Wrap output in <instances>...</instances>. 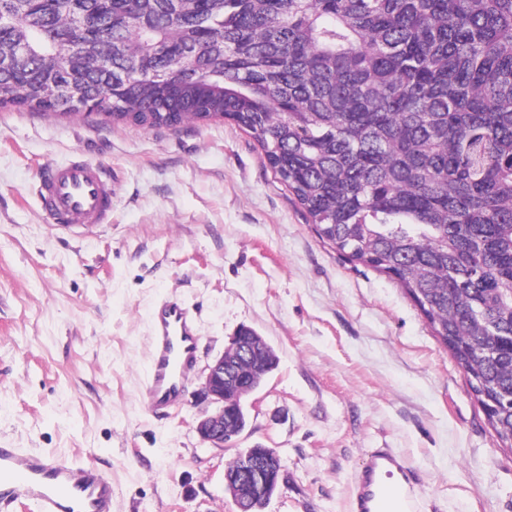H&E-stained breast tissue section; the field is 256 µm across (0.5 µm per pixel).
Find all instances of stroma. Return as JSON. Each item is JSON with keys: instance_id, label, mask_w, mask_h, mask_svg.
Instances as JSON below:
<instances>
[{"instance_id": "1", "label": "stroma", "mask_w": 512, "mask_h": 512, "mask_svg": "<svg viewBox=\"0 0 512 512\" xmlns=\"http://www.w3.org/2000/svg\"><path fill=\"white\" fill-rule=\"evenodd\" d=\"M74 156L111 172V223L40 210V172ZM163 295L197 312L200 342L181 406L158 417L138 385ZM242 326L278 364L235 447L215 448L195 431L212 410L196 392ZM0 444L105 471L114 512H234L224 468L257 445L284 466L263 512H350L372 448L403 457L425 512H512V452L419 308L320 241L227 120L0 109Z\"/></svg>"}]
</instances>
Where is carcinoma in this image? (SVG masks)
Listing matches in <instances>:
<instances>
[{"label":"carcinoma","mask_w":512,"mask_h":512,"mask_svg":"<svg viewBox=\"0 0 512 512\" xmlns=\"http://www.w3.org/2000/svg\"><path fill=\"white\" fill-rule=\"evenodd\" d=\"M3 18L0 108L232 121L323 242L405 290L512 448V0H0Z\"/></svg>","instance_id":"1"}]
</instances>
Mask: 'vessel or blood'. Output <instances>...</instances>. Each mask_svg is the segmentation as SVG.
I'll use <instances>...</instances> for the list:
<instances>
[{
    "label": "vessel or blood",
    "instance_id": "b4317fda",
    "mask_svg": "<svg viewBox=\"0 0 512 512\" xmlns=\"http://www.w3.org/2000/svg\"><path fill=\"white\" fill-rule=\"evenodd\" d=\"M36 198L56 225L110 223L112 179L105 168L73 158L47 165L38 177ZM147 371L141 389L150 411L169 414L179 405L196 365L199 341L195 316L171 297L156 301ZM396 455L371 451L358 477L355 512H423L416 486L408 476L393 478ZM15 503L37 512H113L111 479L93 467H77L54 455L0 446V512Z\"/></svg>",
    "mask_w": 512,
    "mask_h": 512
}]
</instances>
